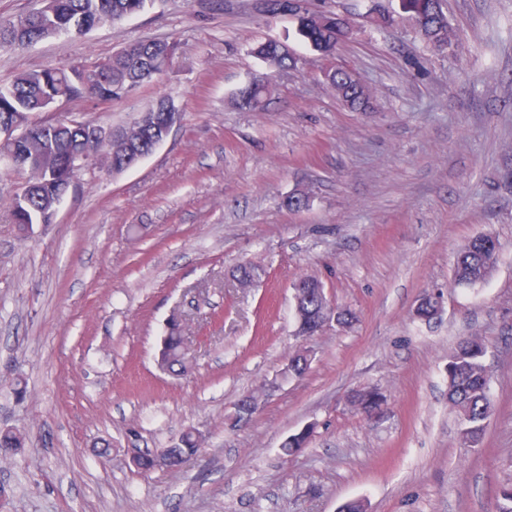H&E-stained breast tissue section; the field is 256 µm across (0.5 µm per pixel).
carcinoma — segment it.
I'll list each match as a JSON object with an SVG mask.
<instances>
[{
    "label": "carcinoma",
    "mask_w": 512,
    "mask_h": 512,
    "mask_svg": "<svg viewBox=\"0 0 512 512\" xmlns=\"http://www.w3.org/2000/svg\"><path fill=\"white\" fill-rule=\"evenodd\" d=\"M149 0H43L35 12L15 20H0V46L25 48L55 35H85L93 29L136 15L145 9ZM406 8L418 13L414 27L420 38L436 51L456 46L458 37L448 23L441 4L425 0H408ZM350 22L336 19V13L323 11L298 16V32L314 50L330 56L337 46L348 40L346 29ZM252 53L266 66V72L255 76L239 89L233 103L244 112H262L271 95L272 75L296 67V59L284 51V44L265 41L257 44ZM175 55V44L161 41L130 43L123 51L99 59H85L38 71L22 72L7 86H0V115L20 114L29 123V132L17 143L21 152L34 158L32 188L27 195L10 199L11 215L20 231L27 224H50L53 195L48 187L54 174L65 171L75 155L92 152L99 167L120 173L149 156L156 147L157 130L171 119L166 108L169 98L158 102L120 128L112 139L92 138L80 128H65L54 132L56 148L47 146L43 132L49 131L55 116L42 110L58 100L68 104L93 102L105 105L130 95L131 91L168 71ZM324 81L336 98L354 112H370L373 92L360 83L355 72L344 67L324 72ZM498 263V250L492 236L474 237L460 251L453 266V283L467 287L485 285ZM296 325L314 336L321 332L324 312L331 308L323 283L315 277L299 279L293 286ZM441 305L430 293L422 295L415 309L416 316L425 321L437 317ZM487 345L483 339L471 336L460 341L448 355V401L455 409L459 441L468 448L480 446L487 420L494 413L490 397V377L485 364ZM158 363L164 369L183 375L192 368V358L185 336V326L175 319L161 341ZM311 357L299 348L288 356V374L305 375ZM349 404L358 412L373 416L383 403L382 395L371 387L353 390ZM311 436L307 428L288 437L282 450L291 454L303 447ZM26 433L18 428L0 430V450L6 453L25 447ZM203 443L202 435L186 430L180 443L163 448L171 462L180 457L195 455Z\"/></svg>",
    "instance_id": "cac0c4a2"
}]
</instances>
